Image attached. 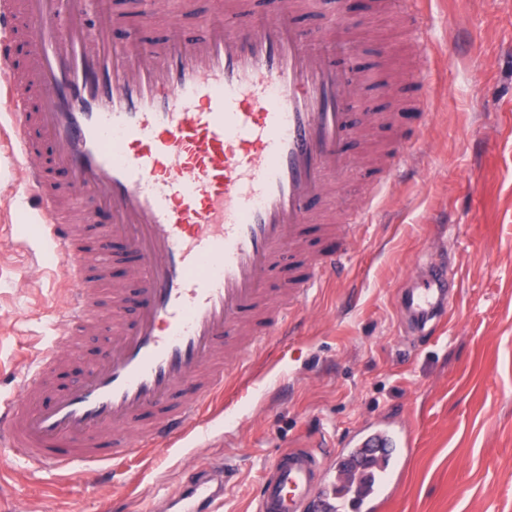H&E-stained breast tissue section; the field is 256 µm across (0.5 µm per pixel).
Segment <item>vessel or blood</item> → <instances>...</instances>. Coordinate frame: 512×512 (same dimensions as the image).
I'll return each mask as SVG.
<instances>
[{
	"instance_id": "vessel-or-blood-1",
	"label": "vessel or blood",
	"mask_w": 512,
	"mask_h": 512,
	"mask_svg": "<svg viewBox=\"0 0 512 512\" xmlns=\"http://www.w3.org/2000/svg\"><path fill=\"white\" fill-rule=\"evenodd\" d=\"M84 0H0V109L37 190L35 218L67 273L64 332L30 362L18 396H0V446L37 475L81 484L110 476L220 410L224 373L313 303L347 255V224L326 223L349 143L382 129L372 193L415 153L394 112L352 113V28L336 20L305 45L296 19L316 0H278L257 15L227 0L224 24L189 43L137 54L112 42L120 14L95 32ZM29 45L18 78V32ZM65 180L54 178V171ZM121 244V282L108 284ZM442 269L402 293L414 329L447 311ZM106 355L61 383L82 337ZM374 425L327 453L282 450L265 466L253 512H383L409 453ZM223 478L191 474L173 512H213Z\"/></svg>"
}]
</instances>
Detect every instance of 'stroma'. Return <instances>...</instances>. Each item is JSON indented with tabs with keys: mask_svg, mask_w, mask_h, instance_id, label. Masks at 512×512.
I'll return each instance as SVG.
<instances>
[{
	"mask_svg": "<svg viewBox=\"0 0 512 512\" xmlns=\"http://www.w3.org/2000/svg\"><path fill=\"white\" fill-rule=\"evenodd\" d=\"M126 22L119 41L142 50L166 36L141 28L147 0H112ZM425 35L362 13L360 66L394 49L411 68L425 40L429 117L416 163L374 204L350 242L346 267L291 333L269 338L224 384V413L202 436L176 437L152 464L114 475L134 494L112 512H165L188 472L234 465L220 512H249L265 464L295 445H332L374 424L403 429L413 446L385 512H512V0H430ZM382 136L354 141L358 157L332 203L352 210L371 190L366 156ZM20 149L0 139V394L52 335L68 283L30 221L35 190ZM454 284L434 338L419 343L399 306L426 265ZM94 488L66 477L34 480L0 461V512H98Z\"/></svg>",
	"mask_w": 512,
	"mask_h": 512,
	"instance_id": "obj_1",
	"label": "stroma"
}]
</instances>
